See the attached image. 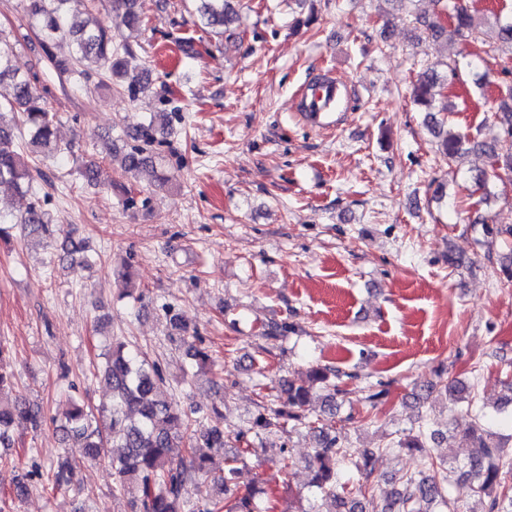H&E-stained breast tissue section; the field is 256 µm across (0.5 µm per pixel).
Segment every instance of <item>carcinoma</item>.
<instances>
[{"mask_svg": "<svg viewBox=\"0 0 512 512\" xmlns=\"http://www.w3.org/2000/svg\"><path fill=\"white\" fill-rule=\"evenodd\" d=\"M30 24L41 36L48 60L61 74L79 82L91 78L89 67L94 65L106 71L110 79L121 80L134 59V52L127 42L115 43L112 32L91 21L80 27L70 19L84 10L95 8L94 0H23ZM112 10L122 12V22L132 34L143 26L138 0H111ZM444 3L455 31L462 37L482 40L489 55L503 48L512 50V14H496L490 30L472 12L464 0H435ZM196 12L201 23L213 30H222L234 21L233 8L228 0H196ZM74 44L70 60L59 61L52 53V46L65 39ZM8 80L11 92L0 100V187L13 189L28 201L15 220L21 225L24 237L41 241L55 235L53 218L42 207L32 192V175L29 161L15 145V132L27 133L30 154H63L55 132V115L46 101L37 94L31 79L18 74L12 66L11 50L4 30L0 29V83ZM447 76L428 67L412 84L411 100L421 107L425 123L437 138V149L450 163L463 154L475 150L487 159L485 168L475 176L478 190L488 196L498 183L512 177V86L500 96L495 119L501 127L504 140L478 141L462 132L448 133L436 120L433 108L437 97L444 95ZM171 119L166 112H153L148 123L141 127L139 144L123 153L124 171L146 174L158 180L155 154L148 149L152 131L159 127L170 128ZM482 225L487 234L512 239V226L492 227L485 217L478 214L472 220ZM58 264L65 270L91 265L88 249L81 240L70 235L62 237L57 246ZM99 377L112 391V403L93 412L72 401L66 413L63 432L83 442L85 455L92 461L109 460L116 476L114 490L133 497L135 512H264L257 501V491L252 483L240 490L243 476V454L253 451V433L259 438L284 427V423L299 418V412L312 401L313 386L320 384L327 391L326 399L333 403L344 390L329 382V372L322 367L309 371L308 384L288 385L285 407L262 406L252 426L234 432L235 441L245 445L225 458L224 476L215 482L217 494L210 502L191 504L185 495L187 484L195 475L206 469L209 455L197 452L199 448L220 451L227 447L229 432L217 428L190 429L178 407L164 390V379L159 369L140 359L138 353L119 341L111 344L104 363L97 369ZM427 394L443 393L452 402L464 400L465 387L455 379L440 387L426 389ZM41 423L39 412L24 403L6 404L0 400V447L12 445L16 429L28 426L35 430ZM335 420L320 417L308 422L315 439L309 459L313 468L311 486L323 497L337 503L338 512H357L356 497L370 492L364 482L349 488L341 482V467L355 457V451L342 445L336 435ZM464 439L477 448L467 460L448 464V459L431 452L430 441L434 434L420 431L407 434L390 444L389 449L405 448L417 451L427 459L426 470L418 474H404L400 478L401 490L394 493L380 512H431L437 500H445L450 474L470 482L476 492L488 497L487 512H512V458L507 444L512 436L505 437L491 431L477 418L463 432ZM73 467L69 460L61 459L52 474L53 485L69 487Z\"/></svg>", "mask_w": 512, "mask_h": 512, "instance_id": "cac0c4a2", "label": "carcinoma"}]
</instances>
